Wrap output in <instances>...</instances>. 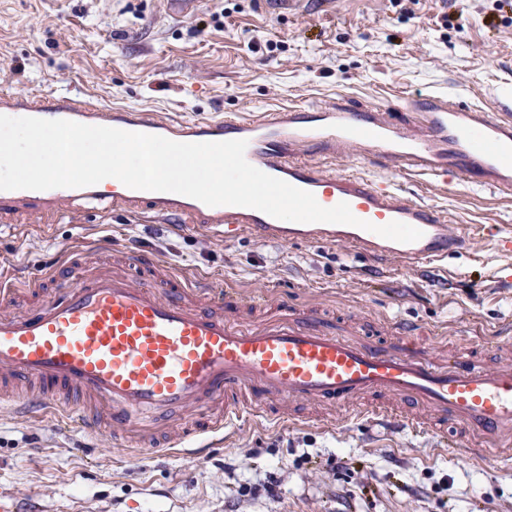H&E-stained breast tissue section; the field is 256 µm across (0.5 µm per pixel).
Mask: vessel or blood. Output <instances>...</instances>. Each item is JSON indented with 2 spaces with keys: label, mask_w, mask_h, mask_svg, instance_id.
Instances as JSON below:
<instances>
[{
  "label": "vessel or blood",
  "mask_w": 512,
  "mask_h": 512,
  "mask_svg": "<svg viewBox=\"0 0 512 512\" xmlns=\"http://www.w3.org/2000/svg\"><path fill=\"white\" fill-rule=\"evenodd\" d=\"M0 115L69 120L177 142L243 140L247 161L311 192L324 207L348 203L377 226L399 221L420 239L401 243L346 224L298 223L259 210L208 206L184 195L131 189L119 180L84 188L0 190V224L56 223L70 209L120 207L231 241L242 235L285 243H338L372 258L415 265L447 256L461 241L440 211L387 182L334 173L316 158L379 149L394 172L481 177L512 189V114L430 96L409 111L350 99L244 118L167 119L112 109L70 89L0 94ZM394 341L355 338L335 314L278 303L265 290L241 296L154 256L123 253L88 267L80 250L19 285L0 277V406L22 418L54 413L76 430L105 433L139 456L204 451L249 414L281 426L307 423L306 408L370 399L407 425L422 408L436 431H456L463 451L484 457L512 446V365L487 367L464 355L435 362L416 328L387 323Z\"/></svg>",
  "instance_id": "obj_1"
}]
</instances>
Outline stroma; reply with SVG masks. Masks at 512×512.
I'll list each match as a JSON object with an SVG mask.
<instances>
[{
  "instance_id": "obj_1",
  "label": "stroma",
  "mask_w": 512,
  "mask_h": 512,
  "mask_svg": "<svg viewBox=\"0 0 512 512\" xmlns=\"http://www.w3.org/2000/svg\"><path fill=\"white\" fill-rule=\"evenodd\" d=\"M77 89L93 102L172 117H244L339 96L393 108L445 93L512 113V15L494 0H0V90ZM392 178L463 236L447 260L412 269L338 244L224 243L121 210L77 209L58 224L0 228V266L30 277L79 246L218 272L216 287L274 289L284 304L348 317L369 343L389 317L425 328L434 358L512 359V192L455 175L390 174L373 154L322 162ZM303 427L251 419L201 457L135 460L104 435L86 452L55 417L0 409V497L16 512H512V454L471 459L431 427L324 406ZM278 484L268 496V481Z\"/></svg>"
}]
</instances>
